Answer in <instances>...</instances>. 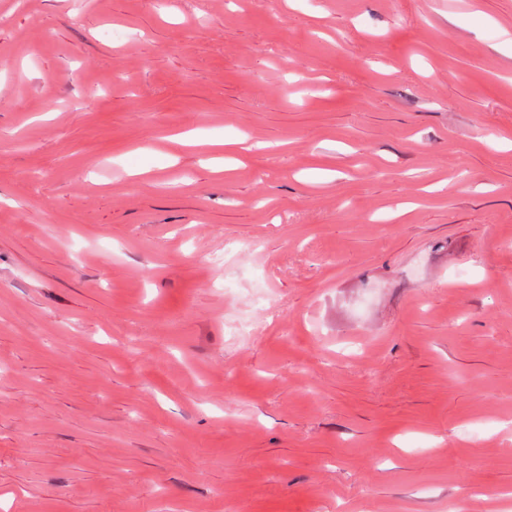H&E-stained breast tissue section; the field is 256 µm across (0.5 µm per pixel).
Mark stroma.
Instances as JSON below:
<instances>
[{
  "label": "stroma",
  "instance_id": "obj_1",
  "mask_svg": "<svg viewBox=\"0 0 512 512\" xmlns=\"http://www.w3.org/2000/svg\"><path fill=\"white\" fill-rule=\"evenodd\" d=\"M0 85V512H512V0H0Z\"/></svg>",
  "mask_w": 512,
  "mask_h": 512
}]
</instances>
